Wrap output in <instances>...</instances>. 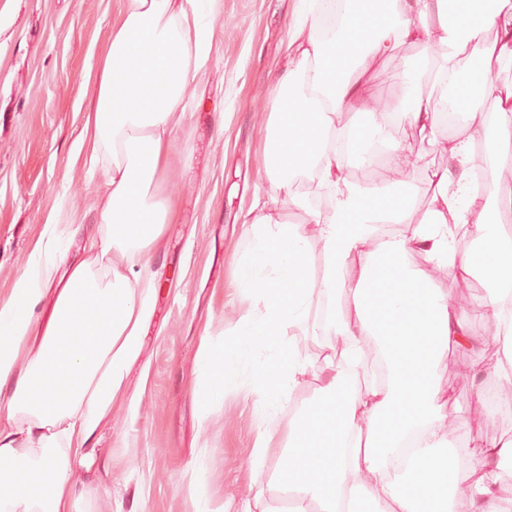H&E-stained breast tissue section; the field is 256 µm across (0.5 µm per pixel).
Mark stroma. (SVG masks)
Masks as SVG:
<instances>
[{
    "label": "stroma",
    "instance_id": "obj_1",
    "mask_svg": "<svg viewBox=\"0 0 512 512\" xmlns=\"http://www.w3.org/2000/svg\"><path fill=\"white\" fill-rule=\"evenodd\" d=\"M297 0H221L197 7L214 32L205 68L187 89L185 112L174 133L163 185L177 210L151 254L152 314L138 361L127 376L136 409L115 405L101 446L112 458V493L98 495L88 512H196L191 467L207 469L211 512L249 494L250 467L259 430L250 402L229 394L200 422L192 398L203 334L221 339L244 303L235 280L247 249L244 221L255 194L279 220L302 224L285 194H273L262 144L270 118L274 71L288 39ZM121 0H0V294L28 266L31 244L48 216L60 212L79 225L64 237L68 262L84 259L88 236L98 230L96 206L106 191L102 172L72 164L84 116L85 77L108 47ZM419 44L397 48L373 83V92L397 112L392 138L408 154L422 155L407 190L416 199L412 221L423 219L434 173L448 159L420 140L405 118V88L395 71L419 66ZM308 238L311 275L320 278L322 242L314 225ZM471 346L449 349L439 371L449 390V417L466 412L473 425L459 429L462 460L477 463V440L512 438V414L485 413L473 390L494 353L495 333L484 314H466ZM307 372L271 430L285 442L295 407L318 398L335 344L307 334L291 340Z\"/></svg>",
    "mask_w": 512,
    "mask_h": 512
}]
</instances>
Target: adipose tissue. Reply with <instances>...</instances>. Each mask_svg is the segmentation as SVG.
Here are the masks:
<instances>
[{"label":"adipose tissue","mask_w":512,"mask_h":512,"mask_svg":"<svg viewBox=\"0 0 512 512\" xmlns=\"http://www.w3.org/2000/svg\"><path fill=\"white\" fill-rule=\"evenodd\" d=\"M196 0H123L110 42L96 63L78 151L101 169L107 193L97 206L100 230L88 256L67 265L51 214L31 247L32 260L0 296V512H82L96 487L82 476L110 471L99 450L114 405L141 351L151 311L150 251L173 202L160 187L184 94L205 67L212 33ZM497 30L493 42L485 34ZM425 44L423 68L402 72L409 118L449 165L435 172L424 219L395 181L364 186L345 173L349 139L367 156L374 140L391 174L416 167L393 142L392 112L369 84L392 52ZM512 68V0H298L286 56L273 87L264 146L273 190L299 209L301 224L266 214L254 201L238 290L248 303L232 340L203 335L193 398L200 421L234 392L274 422L306 373L290 337L341 339L343 349L317 400L296 409L281 454L286 466L265 471L273 448L259 432L251 467L273 489L297 492L290 512H448V492L466 486L473 512H503L497 492L512 481L501 461L512 441L484 443L480 464L461 469L448 454V398L437 371L449 347L469 341L467 318L412 253L460 276L482 271L498 346L473 397L488 407L492 379L512 375V193L496 211L472 189L474 146H487L493 174L512 172V81L473 85L472 71ZM491 99L477 117L474 97ZM364 115L355 123L347 113ZM456 114L457 136L443 132ZM311 173L329 206H311L295 179ZM413 223L411 234L380 239L379 225ZM323 243L320 281L309 277L302 224ZM472 228L474 247L459 249L454 230ZM329 308L313 312L315 297ZM374 340L388 370L368 379L365 342Z\"/></svg>","instance_id":"adipose-tissue-1"}]
</instances>
